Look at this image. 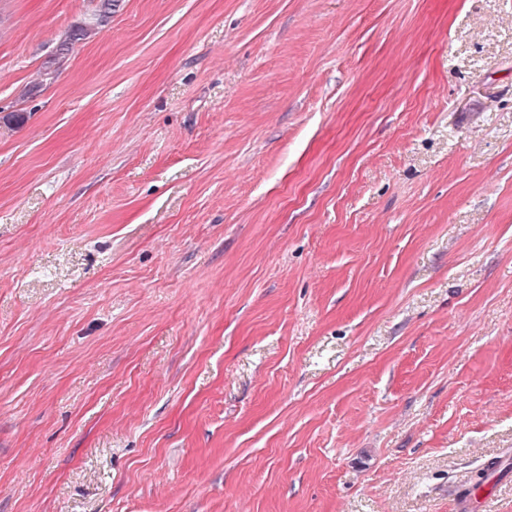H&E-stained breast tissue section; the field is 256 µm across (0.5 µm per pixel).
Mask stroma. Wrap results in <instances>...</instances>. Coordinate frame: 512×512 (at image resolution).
I'll use <instances>...</instances> for the list:
<instances>
[{"label": "stroma", "instance_id": "1", "mask_svg": "<svg viewBox=\"0 0 512 512\" xmlns=\"http://www.w3.org/2000/svg\"><path fill=\"white\" fill-rule=\"evenodd\" d=\"M95 4L0 0V512H512V0ZM119 2V0H97L93 12L69 29L66 38L57 47V54L67 55L76 44L83 43L104 31L119 7Z\"/></svg>", "mask_w": 512, "mask_h": 512}]
</instances>
